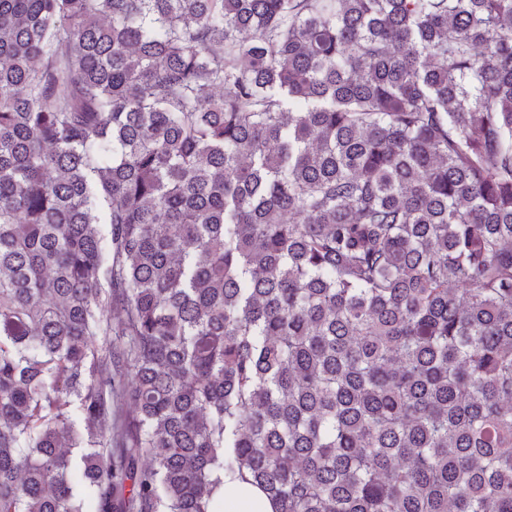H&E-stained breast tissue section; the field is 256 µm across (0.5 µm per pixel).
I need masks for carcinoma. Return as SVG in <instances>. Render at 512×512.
I'll list each match as a JSON object with an SVG mask.
<instances>
[{
	"mask_svg": "<svg viewBox=\"0 0 512 512\" xmlns=\"http://www.w3.org/2000/svg\"><path fill=\"white\" fill-rule=\"evenodd\" d=\"M236 474L512 512V0H0V512Z\"/></svg>",
	"mask_w": 512,
	"mask_h": 512,
	"instance_id": "cac0c4a2",
	"label": "carcinoma"
}]
</instances>
